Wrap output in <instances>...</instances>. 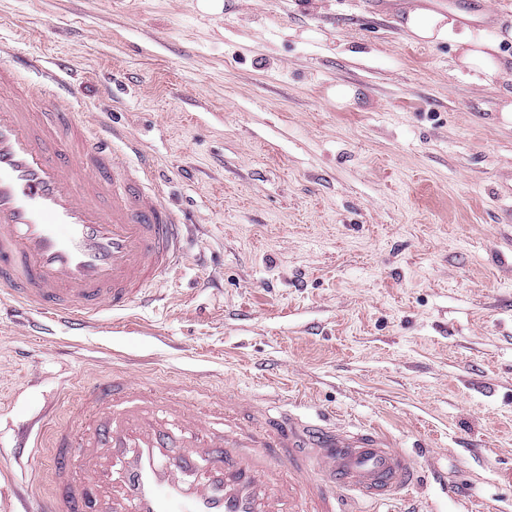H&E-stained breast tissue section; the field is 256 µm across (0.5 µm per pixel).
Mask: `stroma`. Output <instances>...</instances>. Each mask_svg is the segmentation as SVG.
Returning a JSON list of instances; mask_svg holds the SVG:
<instances>
[{
  "instance_id": "stroma-1",
  "label": "stroma",
  "mask_w": 512,
  "mask_h": 512,
  "mask_svg": "<svg viewBox=\"0 0 512 512\" xmlns=\"http://www.w3.org/2000/svg\"><path fill=\"white\" fill-rule=\"evenodd\" d=\"M0 0V42L151 159L188 226L162 298L76 336L0 285V512H41L19 432L125 373L201 402L270 395L422 451L421 512H512V43L504 78L413 41L408 10L512 27V0ZM356 88L337 104L333 86Z\"/></svg>"
}]
</instances>
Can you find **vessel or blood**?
<instances>
[{
    "label": "vessel or blood",
    "instance_id": "vessel-or-blood-1",
    "mask_svg": "<svg viewBox=\"0 0 512 512\" xmlns=\"http://www.w3.org/2000/svg\"><path fill=\"white\" fill-rule=\"evenodd\" d=\"M62 68L26 53L0 66V283L23 309L83 330L178 273L183 226L151 161L120 153L115 130L56 91ZM78 398L51 431L43 512H381L424 480L418 457L373 426L222 399L203 414L132 376Z\"/></svg>",
    "mask_w": 512,
    "mask_h": 512
}]
</instances>
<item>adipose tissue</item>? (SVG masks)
<instances>
[{"label":"adipose tissue","mask_w":512,"mask_h":512,"mask_svg":"<svg viewBox=\"0 0 512 512\" xmlns=\"http://www.w3.org/2000/svg\"><path fill=\"white\" fill-rule=\"evenodd\" d=\"M400 25L419 40L451 42L459 53V66L481 75L487 83L494 82L502 73L500 44L512 40V28L491 34L457 24L454 16L428 9L407 12L402 15Z\"/></svg>","instance_id":"ef3b65f1"}]
</instances>
